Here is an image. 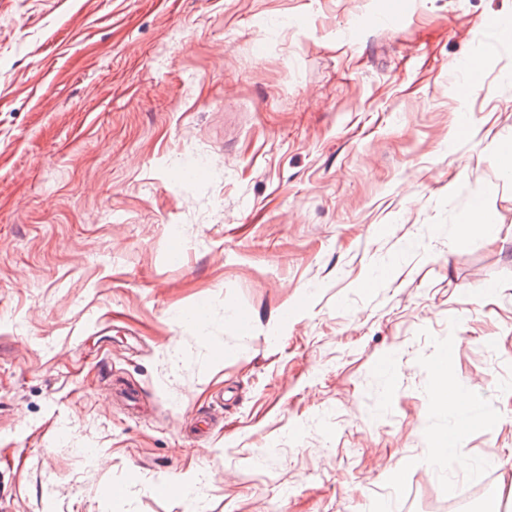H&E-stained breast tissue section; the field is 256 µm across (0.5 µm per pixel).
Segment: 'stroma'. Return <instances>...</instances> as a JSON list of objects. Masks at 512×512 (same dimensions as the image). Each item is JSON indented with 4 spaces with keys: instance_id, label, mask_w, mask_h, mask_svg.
I'll list each match as a JSON object with an SVG mask.
<instances>
[{
    "instance_id": "35a3bbf8",
    "label": "stroma",
    "mask_w": 512,
    "mask_h": 512,
    "mask_svg": "<svg viewBox=\"0 0 512 512\" xmlns=\"http://www.w3.org/2000/svg\"><path fill=\"white\" fill-rule=\"evenodd\" d=\"M506 20L0 0V512H512ZM431 402L435 410L447 416L448 412L458 414L467 398L445 373L439 377ZM460 429L457 423L448 424V436H442L436 441V446L430 448V457L428 459L429 465H446L450 466L453 459L457 456L459 448H449L448 438L454 437L456 441L459 440Z\"/></svg>"
}]
</instances>
